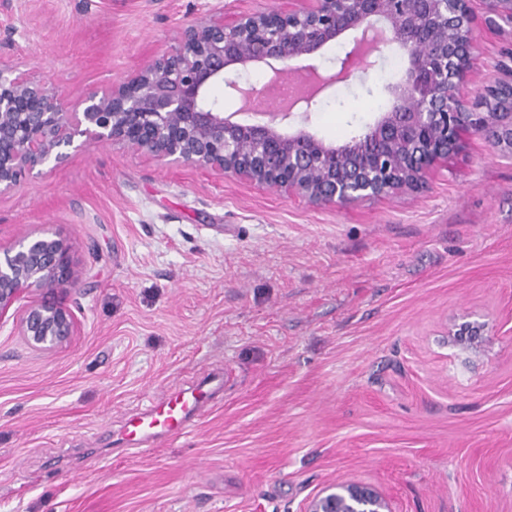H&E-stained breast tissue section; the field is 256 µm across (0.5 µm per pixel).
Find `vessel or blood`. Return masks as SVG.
I'll list each match as a JSON object with an SVG mask.
<instances>
[{"mask_svg": "<svg viewBox=\"0 0 512 512\" xmlns=\"http://www.w3.org/2000/svg\"><path fill=\"white\" fill-rule=\"evenodd\" d=\"M229 382L228 372L202 377L185 388L154 401L146 410L130 415L116 431L126 449L140 450L157 439L179 434L200 415Z\"/></svg>", "mask_w": 512, "mask_h": 512, "instance_id": "vessel-or-blood-1", "label": "vessel or blood"}]
</instances>
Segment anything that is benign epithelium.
Segmentation results:
<instances>
[{
    "label": "benign epithelium",
    "mask_w": 512,
    "mask_h": 512,
    "mask_svg": "<svg viewBox=\"0 0 512 512\" xmlns=\"http://www.w3.org/2000/svg\"><path fill=\"white\" fill-rule=\"evenodd\" d=\"M347 31L377 35L346 54L324 87L374 67L367 59L396 45L406 66L387 86L388 111L340 144L301 128L284 133L271 114L265 123L234 122L209 100L221 83L231 96L259 95L231 67L263 63L280 75L313 59ZM169 46L131 76L87 89L70 106L53 83L0 58V194L34 171L65 163L70 150L120 143L161 164L218 172L312 205L340 206L427 183L468 131L492 128L512 148V98L506 112H469L464 95L480 45L470 0H279L259 11L211 10L174 31ZM78 282L69 245L45 230L0 247V320L27 300L14 318L18 333L42 351L68 345L78 322L59 298ZM487 324L465 321L448 336L473 347ZM306 512H394L374 486L345 481L321 493Z\"/></svg>",
    "instance_id": "benign-epithelium-1"
}]
</instances>
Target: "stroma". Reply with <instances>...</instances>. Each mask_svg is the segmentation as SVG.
Here are the masks:
<instances>
[{
    "label": "stroma",
    "mask_w": 512,
    "mask_h": 512,
    "mask_svg": "<svg viewBox=\"0 0 512 512\" xmlns=\"http://www.w3.org/2000/svg\"><path fill=\"white\" fill-rule=\"evenodd\" d=\"M0 0V56L77 99L207 9L275 0ZM471 92L512 77V22L471 0ZM399 50L318 98L342 143L388 101ZM51 229L79 330L35 349L0 324V512H305L339 481L394 512H512V149L467 135L416 192L313 206L95 144L0 194V245ZM488 333L472 350L452 324ZM226 395L131 456L128 412L211 368ZM487 324L478 321H465L460 324H453L448 331V336L456 345L472 347L479 342L481 336L486 335Z\"/></svg>",
    "instance_id": "obj_1"
}]
</instances>
